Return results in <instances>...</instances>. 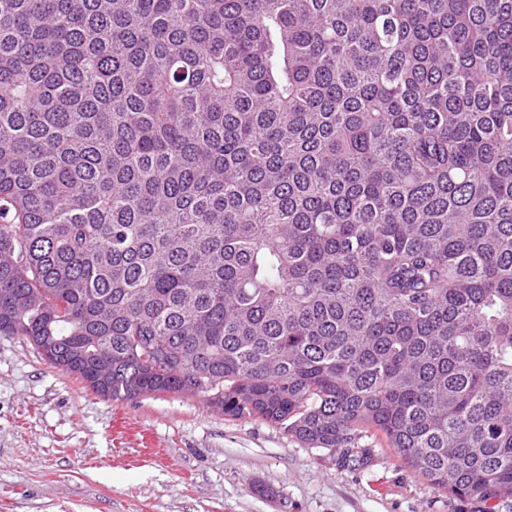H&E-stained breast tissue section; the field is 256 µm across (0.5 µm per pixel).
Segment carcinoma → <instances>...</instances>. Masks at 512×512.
I'll return each mask as SVG.
<instances>
[{
  "label": "carcinoma",
  "instance_id": "1",
  "mask_svg": "<svg viewBox=\"0 0 512 512\" xmlns=\"http://www.w3.org/2000/svg\"><path fill=\"white\" fill-rule=\"evenodd\" d=\"M0 334L512 499V0H0Z\"/></svg>",
  "mask_w": 512,
  "mask_h": 512
}]
</instances>
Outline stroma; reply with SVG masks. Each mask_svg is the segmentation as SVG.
<instances>
[{"label": "stroma", "instance_id": "35a3bbf8", "mask_svg": "<svg viewBox=\"0 0 512 512\" xmlns=\"http://www.w3.org/2000/svg\"><path fill=\"white\" fill-rule=\"evenodd\" d=\"M371 444L357 464L197 396L107 400L0 335V512H512Z\"/></svg>", "mask_w": 512, "mask_h": 512}]
</instances>
